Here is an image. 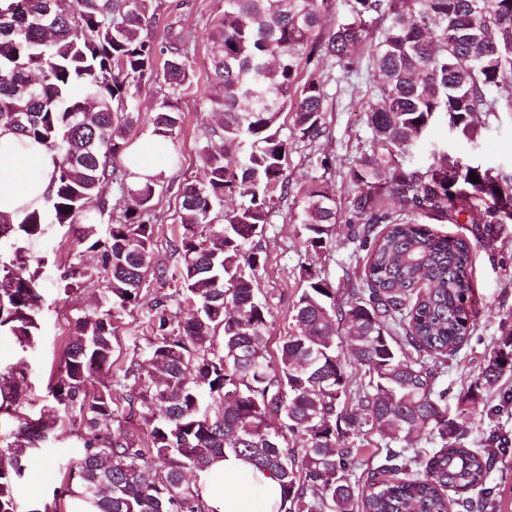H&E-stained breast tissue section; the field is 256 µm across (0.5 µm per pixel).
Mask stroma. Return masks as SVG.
Returning a JSON list of instances; mask_svg holds the SVG:
<instances>
[{
	"label": "stroma",
	"instance_id": "1",
	"mask_svg": "<svg viewBox=\"0 0 512 512\" xmlns=\"http://www.w3.org/2000/svg\"><path fill=\"white\" fill-rule=\"evenodd\" d=\"M153 6L158 18L152 32L156 41L168 42L175 32H188L193 37L190 79L174 102L183 123L170 140L167 154L153 159L154 166L165 172V182L155 199V253L160 262L172 265L176 258L170 253L168 241L182 222L178 190L186 179L200 176L201 133L214 120L209 96L213 84L211 59L216 47L210 29L224 8V0H154ZM321 78L329 94L325 114L328 133L318 147L310 149L296 144L289 151L286 173L290 192L287 198L276 202L261 238L266 259L259 271V288L260 297L271 312L266 335L273 348L294 330L291 315L304 287L303 265L316 264L342 293L347 288L348 273L363 267L366 260L365 251L348 240V228L343 223L334 229L332 249L315 256L307 249V233L300 222L305 186L312 174L325 176L342 208H349L347 172L358 141L368 134L366 111L375 100L374 77L366 61H359L350 73L324 66ZM485 124L488 131L478 148L472 150L452 140L445 122H435L424 144L411 150L407 158L423 166L430 161L432 149L448 147L461 152L468 161L512 173V118L489 115ZM324 159L329 162L325 168L320 165ZM433 229L471 242L472 279L480 311L467 342L438 370L437 381L448 389V411L453 414L457 411L458 395L480 385L487 358L500 344L505 328L512 325V224L504 226L492 238L488 237L484 224L470 217L461 218L456 224L437 223ZM77 236V229L53 225L29 247L32 259L44 264L40 285L44 311L37 342L23 350L11 337H0V371L8 370L18 359L26 361L23 410L32 417L38 416L47 403L49 379L63 363L70 318L91 307L95 300V289L82 288L66 294L57 287L65 267L96 261L95 256L78 245ZM142 321L141 312L135 310L117 322L112 355L114 369H122L133 354L145 350L149 335ZM511 391L512 377L502 378L496 387L484 392L483 404L477 405L471 419L464 424V444L490 452L494 458L483 512H512V403L503 399L504 393ZM77 444L70 425L56 430L45 446L43 460L29 468L18 488L17 512H43L45 505L51 503L57 504L58 512H67V502H54L53 491L63 481L66 467L77 459Z\"/></svg>",
	"mask_w": 512,
	"mask_h": 512
}]
</instances>
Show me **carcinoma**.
I'll use <instances>...</instances> for the list:
<instances>
[{"label": "carcinoma", "instance_id": "cac0c4a2", "mask_svg": "<svg viewBox=\"0 0 512 512\" xmlns=\"http://www.w3.org/2000/svg\"><path fill=\"white\" fill-rule=\"evenodd\" d=\"M153 0H13L0 11V125L45 144L59 156L55 190L19 224L0 212V336L35 344L44 297L40 267L26 243L56 224L84 223L78 242L98 255L60 277L63 292L95 284L98 305L71 320L49 404L36 419L22 409L25 361L0 372V415L17 422L0 448V512H17L16 489L37 451L68 422L80 457L53 499L77 481L98 512H207L202 489L184 478L232 452L279 482L277 512H464L482 508L467 496L485 491L493 459L462 444L458 418L478 403L473 389L448 416L435 387L438 365L467 342L478 316L472 247L434 232L428 221L457 223L473 210L491 233L512 224V174L467 164L438 151L425 166L401 157L439 117L461 141L478 145L479 114H512V0H224L212 22L220 46L210 102L221 120L203 131V174L179 189L186 219L169 241L172 268L156 259L152 217L164 174L143 185L114 163L140 121L135 95L162 81L165 99L152 134L174 138L182 124L171 102L189 79L191 36L167 45L151 36ZM364 50L378 103L366 112L370 134L350 168V216L323 177L307 181L300 223L307 249L328 250L330 226L344 220L367 250L346 298L311 267L294 304L296 333L276 353L265 339L270 308L258 296L260 246L274 198L288 197L292 145L281 115L293 114L294 142L313 147L326 136L328 94L318 71L345 72ZM476 173L478 182L470 181ZM112 183L119 196H100ZM152 275L163 290L148 306L146 355L130 359L123 379L139 388L123 397L118 422L112 386L95 375L112 369L114 323L140 301ZM169 292H164V289ZM190 311L181 315L182 304ZM354 329L347 347L365 369L352 385L336 344V325ZM512 376V332L482 371L491 386ZM142 421L147 437L125 423ZM384 441L379 465L351 480L359 449L351 436ZM440 448L427 460L408 455L422 432ZM298 438L302 452L288 450ZM321 492L308 500L307 491Z\"/></svg>", "mask_w": 512, "mask_h": 512}]
</instances>
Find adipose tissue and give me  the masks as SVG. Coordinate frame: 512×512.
Masks as SVG:
<instances>
[{
	"mask_svg": "<svg viewBox=\"0 0 512 512\" xmlns=\"http://www.w3.org/2000/svg\"><path fill=\"white\" fill-rule=\"evenodd\" d=\"M167 149V140L154 135L138 140L123 160L132 182L156 175L152 160ZM56 167L57 156L45 145L0 127V211L18 223L42 206L54 191ZM197 483L210 512H269L281 497L275 478L231 452L200 472Z\"/></svg>",
	"mask_w": 512,
	"mask_h": 512,
	"instance_id": "1",
	"label": "adipose tissue"
}]
</instances>
